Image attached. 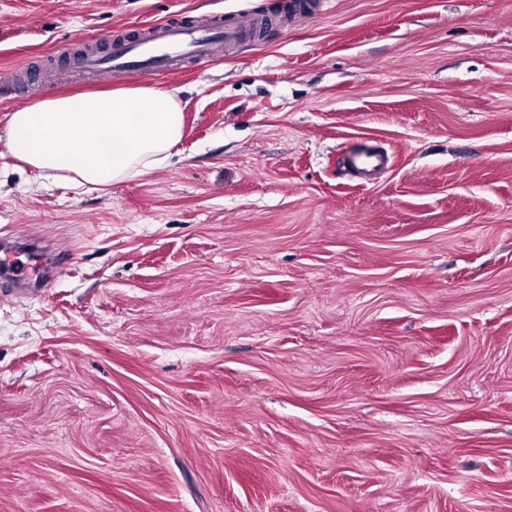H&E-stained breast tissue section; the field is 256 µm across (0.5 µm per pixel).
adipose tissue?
Listing matches in <instances>:
<instances>
[{"instance_id": "obj_1", "label": "adipose tissue", "mask_w": 512, "mask_h": 512, "mask_svg": "<svg viewBox=\"0 0 512 512\" xmlns=\"http://www.w3.org/2000/svg\"><path fill=\"white\" fill-rule=\"evenodd\" d=\"M174 93L115 88L16 104L7 150L44 178L107 187L164 167L183 134Z\"/></svg>"}]
</instances>
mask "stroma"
Masks as SVG:
<instances>
[{
	"label": "stroma",
	"mask_w": 512,
	"mask_h": 512,
	"mask_svg": "<svg viewBox=\"0 0 512 512\" xmlns=\"http://www.w3.org/2000/svg\"><path fill=\"white\" fill-rule=\"evenodd\" d=\"M285 2L0 0V71L89 92L96 31ZM112 84L184 129L104 190L0 97V512H512V0H304ZM349 165L366 174L371 173L380 166L386 165L387 159L376 152L353 150L348 155Z\"/></svg>",
	"instance_id": "obj_1"
}]
</instances>
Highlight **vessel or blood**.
<instances>
[{
    "label": "vessel or blood",
    "instance_id": "1",
    "mask_svg": "<svg viewBox=\"0 0 512 512\" xmlns=\"http://www.w3.org/2000/svg\"><path fill=\"white\" fill-rule=\"evenodd\" d=\"M252 25L249 19L227 25L219 20L180 18L150 25L147 33L128 37H117L107 30L96 36L94 48L80 56L77 64L96 84L120 73L164 75L189 60L222 58L225 46L237 41ZM348 162L368 174L386 165L387 159L375 152L355 150L349 153Z\"/></svg>",
    "mask_w": 512,
    "mask_h": 512
}]
</instances>
